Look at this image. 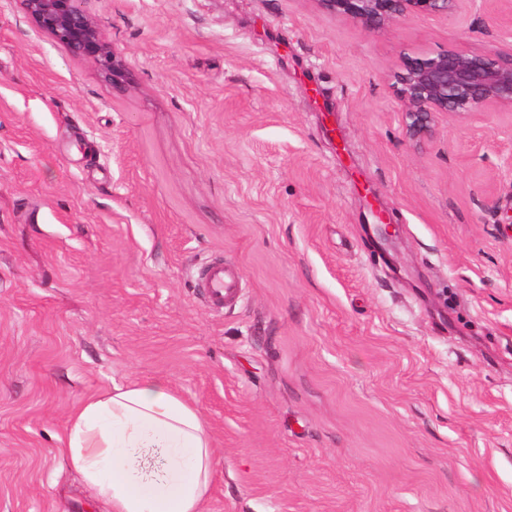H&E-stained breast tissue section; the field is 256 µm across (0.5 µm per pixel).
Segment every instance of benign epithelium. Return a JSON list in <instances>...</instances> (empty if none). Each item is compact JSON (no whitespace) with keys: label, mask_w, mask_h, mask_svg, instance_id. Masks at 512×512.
Instances as JSON below:
<instances>
[{"label":"benign epithelium","mask_w":512,"mask_h":512,"mask_svg":"<svg viewBox=\"0 0 512 512\" xmlns=\"http://www.w3.org/2000/svg\"><path fill=\"white\" fill-rule=\"evenodd\" d=\"M336 16L376 32L406 16L448 13L457 0H319ZM25 14L73 57L93 60L102 78L121 91L128 74L121 56L106 39L99 21L78 0H20ZM406 107L404 134L419 144L432 137L434 116L465 117L482 107L512 110V58L494 60L448 49L407 57L395 74Z\"/></svg>","instance_id":"benign-epithelium-1"}]
</instances>
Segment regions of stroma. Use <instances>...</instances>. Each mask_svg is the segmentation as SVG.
<instances>
[{
  "label": "stroma",
  "mask_w": 512,
  "mask_h": 512,
  "mask_svg": "<svg viewBox=\"0 0 512 512\" xmlns=\"http://www.w3.org/2000/svg\"><path fill=\"white\" fill-rule=\"evenodd\" d=\"M84 6L124 91L0 0V512H102L58 448L116 383L198 410L206 512H512V111L415 146L394 79L507 57L512 22ZM214 262L234 306L205 298ZM200 276L212 307L224 308V303L231 304L239 297L242 274L236 267L210 265Z\"/></svg>",
  "instance_id": "obj_1"
}]
</instances>
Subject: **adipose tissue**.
Returning a JSON list of instances; mask_svg holds the SVG:
<instances>
[{
	"label": "adipose tissue",
	"instance_id": "1",
	"mask_svg": "<svg viewBox=\"0 0 512 512\" xmlns=\"http://www.w3.org/2000/svg\"><path fill=\"white\" fill-rule=\"evenodd\" d=\"M60 452L104 512H204L214 448L198 411L161 383L80 403Z\"/></svg>",
	"mask_w": 512,
	"mask_h": 512
}]
</instances>
